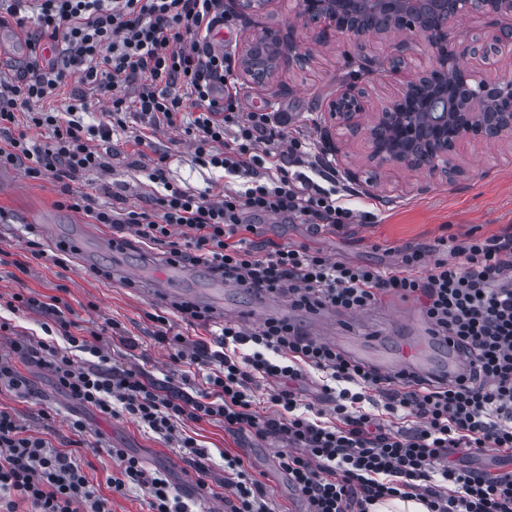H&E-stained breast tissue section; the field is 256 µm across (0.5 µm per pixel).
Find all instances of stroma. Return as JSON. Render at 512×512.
Instances as JSON below:
<instances>
[{"mask_svg": "<svg viewBox=\"0 0 512 512\" xmlns=\"http://www.w3.org/2000/svg\"><path fill=\"white\" fill-rule=\"evenodd\" d=\"M224 11L234 14L229 4ZM234 16V26L213 37L214 51L229 50L240 55L244 37L262 28L279 31L295 45L293 59L281 64L271 85L259 86L237 79L236 88L244 105L283 112L289 130L315 129L311 153L334 174L337 188L351 189L349 206L357 215L355 224L336 234L312 232L295 218L274 223L260 218L256 224L263 240L305 244L333 259L383 268L392 263V250L396 247L435 246L440 240L470 230L484 238L512 230V141L468 147L459 160L461 171L454 175L425 169H394L378 174L366 160L364 140L352 137L348 131L325 127V103L342 82L351 78L343 47L315 44L296 17L295 0H274L265 13ZM405 40L402 34L384 39L369 37L364 43L363 57L371 61L397 52L402 63L411 69L429 67V44L421 39L414 50L398 52V45ZM28 61L29 53L18 26H1L0 75L19 73ZM140 131L137 124L117 131L111 172L87 176L79 181V188L108 203L114 184L120 183L125 187L122 206L141 205L151 191L142 169L162 156L167 159L165 174L172 186L201 191L210 181L220 178V170L196 161L185 136L177 130L164 126L156 129L147 146L133 142ZM331 141L341 147V155L328 150ZM0 172L6 177L0 186V316L14 328L13 334L0 335V356L9 354L13 336L43 333V315L25 308H8V300L16 293L61 297L88 333L99 330L104 322H111L117 337L111 345L113 358L118 364L140 368L159 382L169 376V354L166 347L154 340L157 326L151 321V314L168 317L173 333L192 341L208 340L205 327L189 326L181 320L175 299L150 295L138 283L147 259L164 260L162 247L134 243L124 255L129 267L127 281L110 279L107 271L112 263L111 252L100 249L90 235V218L61 206L62 194L55 180L34 179L13 167ZM76 238L85 239V249L69 252L62 262H54L58 247ZM32 240L40 243L42 255L31 254L28 243ZM21 258L27 263L23 272L14 265ZM420 312L415 301L393 298L386 307L365 311L358 330L367 336L382 337L386 345L392 346L401 337L414 335L410 317ZM124 336L131 339V346L121 344ZM21 371L29 382L30 393L0 386V410L11 414L29 434L45 439L54 448L73 452L80 459L90 485L109 495L112 512H150L149 498L141 489L110 493L107 480L115 469L110 455L114 448L124 449L142 460L148 470L165 475L196 512H224L222 452L226 449L248 455L256 478L272 486L274 506L279 512L306 510L290 489L287 477L276 468L277 453L282 448L279 442L263 441L249 434L232 435L219 422L188 424L186 434L209 453L208 486L202 489L196 483L194 468L181 458L173 444L127 417L109 419L80 405L37 364L23 365ZM76 419L83 422V433L71 431L69 423Z\"/></svg>", "mask_w": 512, "mask_h": 512, "instance_id": "obj_1", "label": "stroma"}]
</instances>
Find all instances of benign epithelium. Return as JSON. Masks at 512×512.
<instances>
[{"instance_id":"benign-epithelium-1","label":"benign epithelium","mask_w":512,"mask_h":512,"mask_svg":"<svg viewBox=\"0 0 512 512\" xmlns=\"http://www.w3.org/2000/svg\"><path fill=\"white\" fill-rule=\"evenodd\" d=\"M272 0H234L240 13H261ZM512 18V0H297V18L322 43L351 45L349 63L359 67L336 90L324 112L330 126L361 136L368 160L379 169L428 167L448 174L471 142L512 137V74L495 78L485 71L512 54V25L484 37L461 39L463 18ZM404 33L429 41L433 63L424 72L404 70L389 60L374 70L360 63L369 34ZM291 42L275 30L262 29L244 40L243 78L264 85L272 79ZM381 71L392 81L393 94L380 104L359 87L361 79Z\"/></svg>"}]
</instances>
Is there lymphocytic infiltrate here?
Here are the masks:
<instances>
[{
    "mask_svg": "<svg viewBox=\"0 0 512 512\" xmlns=\"http://www.w3.org/2000/svg\"><path fill=\"white\" fill-rule=\"evenodd\" d=\"M28 34L25 70L0 77V168L24 166L33 178L60 182L69 208L94 223L143 243L166 246L170 260L202 265L253 296L284 297L310 313L331 307L358 313L386 298L420 301L433 333L469 363L454 384H432L412 373L383 375L346 359L332 343L311 337L284 318L257 327L219 325L211 343L169 334L156 314L157 343L170 366L206 367L205 388L191 394L174 380L159 383L138 368H121L109 350L108 327L77 335L62 298L15 295L19 306L48 318L40 337L21 336L0 357V382L20 387V365L48 369L80 404L177 444L200 474L208 454L184 428L218 421L231 434L281 442L279 467L306 512H371L398 497L422 501L429 512H512V471L488 473L452 459L462 448L478 455L512 454V233L451 237L442 249L405 246L387 268L332 260L308 246L258 240L254 216L295 217L314 232L342 230L355 220L336 188L309 176L310 144L289 137L278 114L244 110L226 96L229 54L207 45L226 19L221 0H0V25L13 18ZM82 85L64 110L47 107L66 78ZM101 96L105 122L78 120L89 93ZM50 131L32 144L20 129ZM136 119L150 128L182 130L204 164L242 178L240 187L211 182L201 192L168 186L162 166L148 173L157 184L145 206L113 208L73 189V180L109 170L94 140ZM316 378L323 402L303 399L299 386ZM380 400V413L365 403ZM267 413H259V404ZM418 426H398V417ZM111 491L145 490L151 512H189L162 476L111 449ZM226 512H273L270 492L243 457L225 455ZM34 512H112L96 494L72 453L28 435L0 411V512L18 502Z\"/></svg>",
    "mask_w": 512,
    "mask_h": 512,
    "instance_id": "1",
    "label": "lymphocytic infiltrate"
}]
</instances>
